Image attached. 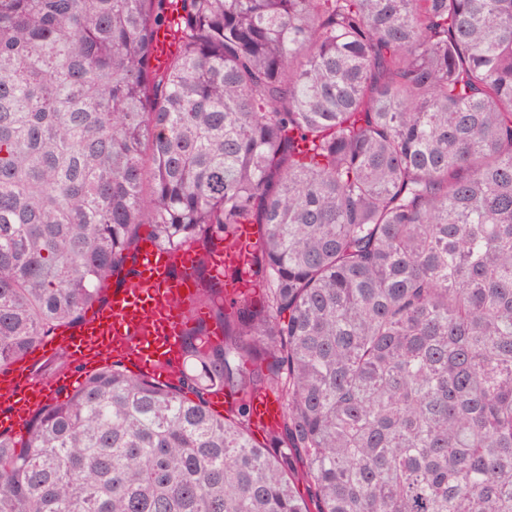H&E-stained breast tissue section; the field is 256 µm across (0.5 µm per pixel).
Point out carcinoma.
Listing matches in <instances>:
<instances>
[{"instance_id":"cac0c4a2","label":"carcinoma","mask_w":512,"mask_h":512,"mask_svg":"<svg viewBox=\"0 0 512 512\" xmlns=\"http://www.w3.org/2000/svg\"><path fill=\"white\" fill-rule=\"evenodd\" d=\"M240 224L259 302L200 258L222 336L0 430V512H512V0H0V366ZM176 51V42L167 27L157 28L152 36V65L155 69H163L171 55ZM250 404L254 422L260 427L277 425L284 413V402L271 393L254 394Z\"/></svg>"}]
</instances>
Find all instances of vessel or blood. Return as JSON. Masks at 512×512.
Returning a JSON list of instances; mask_svg holds the SVG:
<instances>
[{
    "instance_id": "obj_1",
    "label": "vessel or blood",
    "mask_w": 512,
    "mask_h": 512,
    "mask_svg": "<svg viewBox=\"0 0 512 512\" xmlns=\"http://www.w3.org/2000/svg\"><path fill=\"white\" fill-rule=\"evenodd\" d=\"M176 50L169 28L155 29L152 65L163 69ZM257 242L254 225H239L233 239L219 242L211 259V271L224 282V296L233 301L252 286L248 275L249 253ZM193 249L172 253L153 242L142 243L135 259V273L128 285L113 289L107 304L86 314L79 324L61 330L58 345L65 347L79 364L97 365L117 358L136 364L145 375L171 383L184 368L181 334L190 318L184 304L193 295L190 274H174L175 266L190 267ZM28 368L0 369V427L23 429L42 406L68 387L66 377L55 376L32 385ZM256 425H277L284 413L283 401L270 393L250 398Z\"/></svg>"
}]
</instances>
